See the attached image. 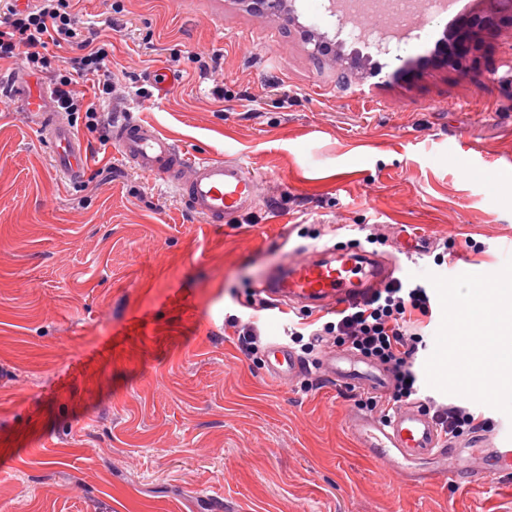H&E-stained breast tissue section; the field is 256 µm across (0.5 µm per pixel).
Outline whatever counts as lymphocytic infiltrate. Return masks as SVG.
Segmentation results:
<instances>
[{
  "label": "lymphocytic infiltrate",
  "mask_w": 512,
  "mask_h": 512,
  "mask_svg": "<svg viewBox=\"0 0 512 512\" xmlns=\"http://www.w3.org/2000/svg\"><path fill=\"white\" fill-rule=\"evenodd\" d=\"M71 2L34 0L29 9L20 11L11 0H0V62L21 57L30 69L39 71L47 66L50 47H76L77 56L69 58L54 76L57 103L62 111L82 115L85 126L94 129L102 123L97 102L85 101L75 84L80 79L95 81L100 99L109 97V52L106 42L85 35ZM415 311L425 316L431 312L426 287L397 278L363 302L336 310L334 319L309 332L290 328L288 337L307 355L332 341L388 366L394 374L391 394L383 398L369 396L363 401L369 410L385 414L419 398L418 353L426 343L420 330L408 320Z\"/></svg>",
  "instance_id": "f902f5d3"
}]
</instances>
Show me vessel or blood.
<instances>
[{"label": "vessel or blood", "mask_w": 512, "mask_h": 512, "mask_svg": "<svg viewBox=\"0 0 512 512\" xmlns=\"http://www.w3.org/2000/svg\"><path fill=\"white\" fill-rule=\"evenodd\" d=\"M0 91L39 113L42 144L58 171L79 178L85 148L63 121L54 89L17 73L0 83ZM110 138L127 162L173 186L186 208L210 223H235L258 203L256 177L241 161L191 155L154 125L128 116L114 118ZM394 270V261L378 254L327 248L312 257L288 259L260 292L281 306L320 312L364 301L390 283ZM268 355L267 374L278 382L313 371L337 386L372 394L384 392L391 382L373 365L333 350L324 351L313 365L283 343L271 344ZM349 428L370 458L416 485L444 479L475 486L512 476L511 446L460 447L448 441L436 419L416 403L400 405L386 417L353 414Z\"/></svg>", "instance_id": "1"}]
</instances>
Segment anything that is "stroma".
<instances>
[{
	"mask_svg": "<svg viewBox=\"0 0 512 512\" xmlns=\"http://www.w3.org/2000/svg\"><path fill=\"white\" fill-rule=\"evenodd\" d=\"M75 11L112 44L105 119L129 114L191 153L244 161L259 204L236 223H205L80 121L88 163L71 181L43 148L37 113L0 103V512H512V477L415 488L385 472L346 426L359 392L271 380L265 352L244 355L228 323L286 342L303 318L260 308L268 273L371 233L412 283L502 269L512 18L463 65L423 68L444 31L423 17L406 79L393 58L346 44L380 73L342 88L301 36L333 30L309 0L288 15L244 0H77ZM444 241L449 264L437 258ZM421 395L512 437L498 410Z\"/></svg>",
	"mask_w": 512,
	"mask_h": 512,
	"instance_id": "35a3bbf8",
	"label": "stroma"
}]
</instances>
